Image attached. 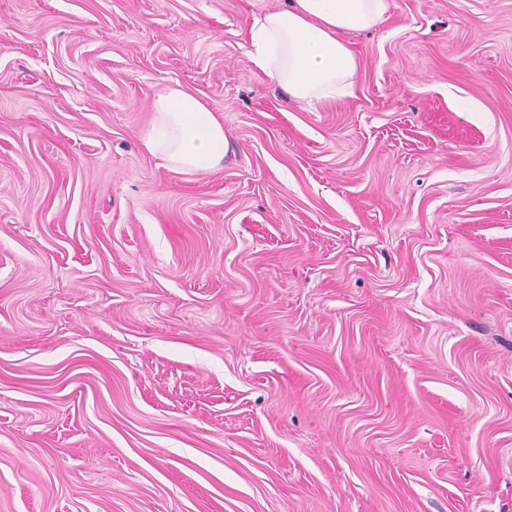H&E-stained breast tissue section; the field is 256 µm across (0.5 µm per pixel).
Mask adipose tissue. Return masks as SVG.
Wrapping results in <instances>:
<instances>
[{
  "mask_svg": "<svg viewBox=\"0 0 512 512\" xmlns=\"http://www.w3.org/2000/svg\"><path fill=\"white\" fill-rule=\"evenodd\" d=\"M394 0H289L287 7L254 18L247 32V58L306 110L353 95L359 59L348 34L382 30ZM142 143L170 169L206 174L227 151L224 121L182 87L160 92Z\"/></svg>",
  "mask_w": 512,
  "mask_h": 512,
  "instance_id": "ef3b65f1",
  "label": "adipose tissue"
}]
</instances>
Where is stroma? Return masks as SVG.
Wrapping results in <instances>:
<instances>
[{"instance_id": "obj_1", "label": "stroma", "mask_w": 512, "mask_h": 512, "mask_svg": "<svg viewBox=\"0 0 512 512\" xmlns=\"http://www.w3.org/2000/svg\"><path fill=\"white\" fill-rule=\"evenodd\" d=\"M286 2L0 0V512H512V0H394L315 112ZM151 114L142 135L148 153L181 172L206 174L220 166L228 148L224 121L199 97L168 87L153 100Z\"/></svg>"}]
</instances>
